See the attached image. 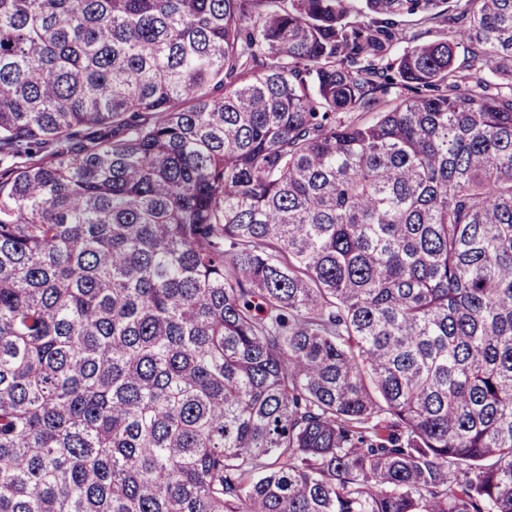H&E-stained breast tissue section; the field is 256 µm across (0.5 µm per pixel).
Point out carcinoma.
Instances as JSON below:
<instances>
[{
	"instance_id": "cac0c4a2",
	"label": "carcinoma",
	"mask_w": 512,
	"mask_h": 512,
	"mask_svg": "<svg viewBox=\"0 0 512 512\" xmlns=\"http://www.w3.org/2000/svg\"><path fill=\"white\" fill-rule=\"evenodd\" d=\"M0 512H512V0H0Z\"/></svg>"
}]
</instances>
